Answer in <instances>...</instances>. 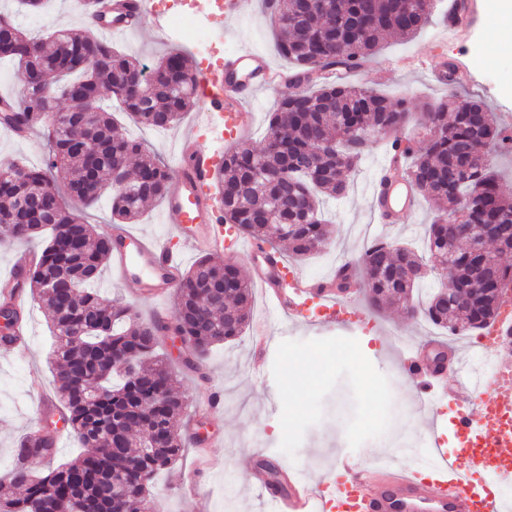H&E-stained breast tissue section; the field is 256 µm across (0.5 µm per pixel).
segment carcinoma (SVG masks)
<instances>
[{"label": "carcinoma", "mask_w": 512, "mask_h": 512, "mask_svg": "<svg viewBox=\"0 0 512 512\" xmlns=\"http://www.w3.org/2000/svg\"><path fill=\"white\" fill-rule=\"evenodd\" d=\"M325 15L319 0H263L279 33L278 50L295 65V79L318 83L284 93L269 121L262 148L242 145L224 152L210 194L223 223L259 244L285 241L302 259L327 244L331 225L320 215L322 197L347 193L361 159L350 144L387 129L399 135L409 112L367 89L313 74L326 67L354 69L372 55L384 34L414 35L430 20L437 0H334ZM14 62L21 85L19 106L0 113V127L24 124L47 130L44 166L0 165V240L43 239L19 288L31 290L51 314L53 382L62 393V415L82 451L51 465L56 436L22 439L15 462L0 481V512H160L150 497L154 475L171 469L184 450L178 423L187 404L157 352L160 337L182 338L188 368L210 350L242 336L249 322L251 285L236 264L197 260L179 279L173 322L146 323L128 306L90 289L111 253L106 234L66 208L63 194L83 206L104 195L114 221L137 220L147 203L164 198L168 167L140 142L120 133L112 113L99 105L112 93L135 122L166 128L194 104L196 74L183 54L170 51L150 74L93 34L62 31L29 37L18 26H0V60ZM66 107L59 108L57 101ZM453 118H448V112ZM424 149L407 141L405 154L388 167L431 199L441 214L429 226V263L408 247L381 242L366 248L348 277L360 282L373 307L401 304L410 316L461 335L497 320L500 289L512 288V265L491 257L495 276L467 288L476 272L469 241L457 234L512 215L495 172V153L506 141L485 104L452 95L424 112ZM68 173L65 191L53 172ZM442 266L450 284L425 305L414 303L420 283ZM7 341L18 321L0 305ZM132 362L123 366L121 354Z\"/></svg>", "instance_id": "carcinoma-1"}]
</instances>
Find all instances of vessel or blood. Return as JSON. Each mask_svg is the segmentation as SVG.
<instances>
[{
  "instance_id": "1",
  "label": "vessel or blood",
  "mask_w": 512,
  "mask_h": 512,
  "mask_svg": "<svg viewBox=\"0 0 512 512\" xmlns=\"http://www.w3.org/2000/svg\"><path fill=\"white\" fill-rule=\"evenodd\" d=\"M112 11L117 19L99 24L102 36L138 26L151 12L150 0H112ZM230 67L238 73V81L225 80V67L219 64L199 71L198 84L203 104L223 115L226 135L233 140L249 130L254 119L250 103L257 92L275 87L281 73L263 55L251 51L237 54ZM181 142L185 161L166 193L164 220L184 243L193 244L204 233L213 250H223V226L207 195L214 160L195 151L192 134H184ZM375 195L377 216L383 222L394 221L396 215L416 206L402 181L377 178ZM109 235L115 272L140 294L158 299L175 288L180 268L176 253L123 228L110 229ZM248 255L254 281L279 311L299 317L305 302L313 300L324 312L318 325L330 327L346 319L344 296L334 281L299 275L291 277L290 287L282 288L278 282L288 270L278 252L252 249ZM511 336L512 317L505 314L484 333L483 345L497 350L498 356L493 375L481 381L474 379L453 344L448 347L446 365L427 363L414 354L402 362L430 432L441 431L436 398L448 397L457 407L458 446L452 456L438 449L432 465L402 469L392 464L371 466L343 455L330 475L318 479L291 470L274 480L267 477L265 467H253L252 482L271 512H512V501L500 492L501 484L512 481V359L499 353Z\"/></svg>"
}]
</instances>
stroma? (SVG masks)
Wrapping results in <instances>:
<instances>
[{"label": "stroma", "instance_id": "obj_1", "mask_svg": "<svg viewBox=\"0 0 512 512\" xmlns=\"http://www.w3.org/2000/svg\"><path fill=\"white\" fill-rule=\"evenodd\" d=\"M214 2L193 0L189 4L197 25L214 24L222 29L220 42L212 47L214 60L251 50L263 53L273 67L288 70L287 60L276 51L275 34L262 0H241V15L233 21L224 20ZM465 3L469 20L460 32H449L442 17H434L416 35L385 36L380 49L360 69L343 77L344 82L390 100H405L411 117L401 134L420 147L427 139L419 118L423 106L447 101L454 93L481 99L495 112L498 125L512 136V44L490 40L495 17L487 8V0ZM1 16L31 36L56 30H89L73 0H50L40 15L20 11L16 0H0ZM112 43L148 70L173 49L186 54L192 69L203 66V55L187 30L177 37H161L146 21L139 30L115 37ZM449 61L458 65L461 75L454 85L433 76ZM117 121L124 135L143 141L172 171L179 162L176 143L187 131H194L203 153L220 156L226 149L223 118L206 111L200 103L166 130L142 127L124 114L118 115ZM46 156L43 129L33 130L24 140L0 130V163L21 160L40 166ZM388 157L387 140H379L365 151L351 174L347 195L324 200L322 208L334 233L324 249L294 262V271L318 279L335 276L337 262H355L378 239L422 248L435 215L433 203L418 201L395 224L378 223L373 214L374 180ZM162 208V203H148L129 229L160 240L179 254L184 266H191L202 250L185 246L163 223ZM94 288L105 299L121 300L144 319L152 318L159 308L169 314L174 311L172 298L156 302L140 295L108 264ZM354 306L360 320L318 330L279 316L257 288L253 291L249 333L214 348L198 369L183 368L178 350L169 349L179 390L187 400L181 418L186 443L175 467L158 473L150 487L151 496L164 512H267L249 478V463L258 454L265 455L272 466L292 467L313 477L329 473L336 458L344 453L371 463L391 455L397 465H417L418 456L404 452L400 441L426 449L431 439L423 424L412 420L417 412L415 391L401 374L400 364L409 342L423 336L444 340L449 333L425 317L408 316L400 306L376 310L360 297ZM22 318L30 331L26 345L13 353L0 343V475L10 469L18 441L44 428L42 397L54 391L48 382L50 315L28 295ZM261 326L275 336L276 345L257 362L252 357L250 333ZM377 326L392 333L389 343L377 342L373 332ZM318 355L323 362L314 381L304 388L301 398H290V380L300 378ZM35 377L41 380V387L32 386ZM209 391L221 393L222 405L203 415L199 407Z\"/></svg>", "mask_w": 512, "mask_h": 512}]
</instances>
